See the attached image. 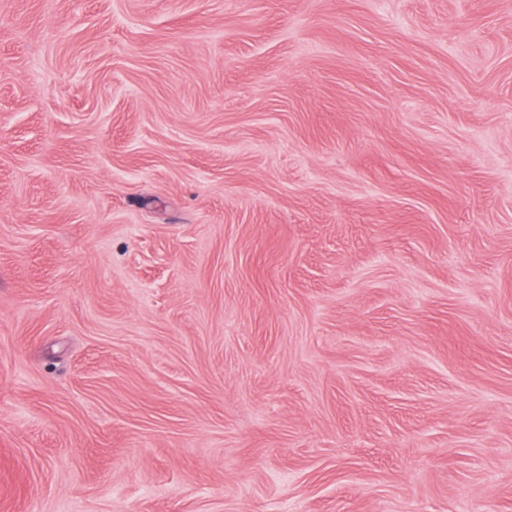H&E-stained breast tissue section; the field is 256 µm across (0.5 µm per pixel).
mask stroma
Here are the masks:
<instances>
[{
  "instance_id": "35a3bbf8",
  "label": "stroma",
  "mask_w": 512,
  "mask_h": 512,
  "mask_svg": "<svg viewBox=\"0 0 512 512\" xmlns=\"http://www.w3.org/2000/svg\"><path fill=\"white\" fill-rule=\"evenodd\" d=\"M0 512H512V0H0Z\"/></svg>"
}]
</instances>
